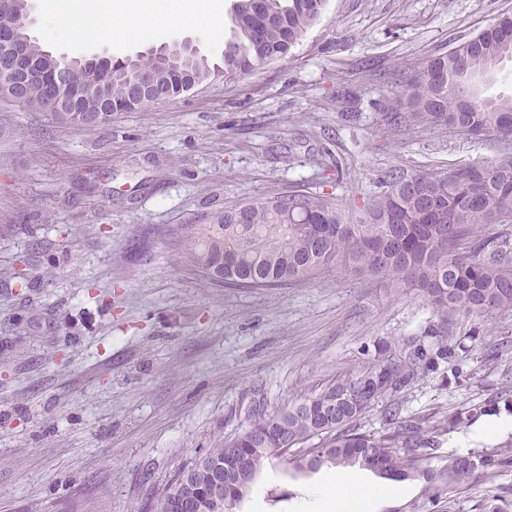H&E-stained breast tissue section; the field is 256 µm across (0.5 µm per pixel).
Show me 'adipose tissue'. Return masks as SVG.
Masks as SVG:
<instances>
[{"label":"adipose tissue","instance_id":"adipose-tissue-1","mask_svg":"<svg viewBox=\"0 0 512 512\" xmlns=\"http://www.w3.org/2000/svg\"><path fill=\"white\" fill-rule=\"evenodd\" d=\"M199 0H174L173 5L155 7L140 0H99L92 16H85L67 26L57 28L56 34L71 39L145 38L150 33L177 20L188 25L200 23Z\"/></svg>","mask_w":512,"mask_h":512}]
</instances>
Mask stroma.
I'll list each match as a JSON object with an SVG mask.
<instances>
[{
    "mask_svg": "<svg viewBox=\"0 0 512 512\" xmlns=\"http://www.w3.org/2000/svg\"><path fill=\"white\" fill-rule=\"evenodd\" d=\"M234 0H206L221 37L172 23L152 38L59 40L41 0L32 34L75 58L191 39L218 57ZM512 12V0H328L283 60L85 127L0 97V512H149L175 474L255 406L275 410L398 353L438 317L416 290L330 266L287 288H224L187 273L176 230L291 190L327 192L350 220L392 171L490 165L506 142L388 127L404 65L422 66ZM439 361L390 401L443 420L512 386V314L459 315ZM497 347V358L486 350ZM464 380L450 382L451 364ZM440 438L432 463L499 451L512 431ZM333 484L375 489L366 512H512V466L429 500L423 482L357 468L266 465L231 512H320Z\"/></svg>",
    "mask_w": 512,
    "mask_h": 512,
    "instance_id": "1",
    "label": "stroma"
}]
</instances>
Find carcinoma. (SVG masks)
Here are the masks:
<instances>
[{"mask_svg":"<svg viewBox=\"0 0 512 512\" xmlns=\"http://www.w3.org/2000/svg\"><path fill=\"white\" fill-rule=\"evenodd\" d=\"M328 0H236L231 17L233 39L221 61L194 55L162 59L146 53L114 60L99 70L112 84V99L129 112L151 107L135 96L134 79L146 74L169 99L219 75H245L282 60L302 34L320 19ZM512 14L462 45L432 56L424 66L407 69L401 90L388 101L383 121L407 130L445 127L471 137L512 136V95L488 98L496 65L512 60ZM66 70L71 108L46 101L36 87L17 94L32 107L59 119L82 123L96 99L84 95L81 61L60 59ZM512 214V153L490 166H465L453 177L435 170L408 175L392 172L386 191L364 206V218L351 224L336 198L304 189L262 201L244 202L184 224L177 237L180 262L194 275L226 288H286L310 279L331 265L384 276L419 289L436 313L512 312V236L484 237L478 224H493ZM404 356L379 360L362 371L334 381L307 400H336L329 417L306 411L300 403L273 412H252L243 432L215 442L206 454L179 470L157 499L155 512L186 502L188 512H228L247 493L262 468L283 460L298 470L322 466H360L387 480L422 479L428 492L441 496L467 482L478 469L493 470L512 457L498 453L457 457L433 467L437 437L471 420L477 407H465L441 423L403 415L393 402L384 410L385 433L366 434L358 422L379 399L413 384L438 359L455 356L447 329L431 325L422 338L405 344ZM314 438L319 444L306 443ZM250 478L241 481L237 466ZM224 478V500L211 496L215 477Z\"/></svg>","mask_w":512,"mask_h":512,"instance_id":"1","label":"carcinoma"}]
</instances>
